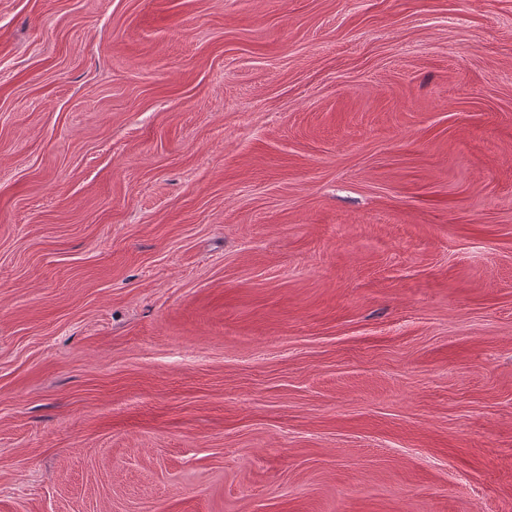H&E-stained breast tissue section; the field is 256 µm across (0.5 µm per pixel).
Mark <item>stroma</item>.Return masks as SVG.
Wrapping results in <instances>:
<instances>
[{
    "instance_id": "stroma-1",
    "label": "stroma",
    "mask_w": 512,
    "mask_h": 512,
    "mask_svg": "<svg viewBox=\"0 0 512 512\" xmlns=\"http://www.w3.org/2000/svg\"><path fill=\"white\" fill-rule=\"evenodd\" d=\"M0 512H512V0H0Z\"/></svg>"
}]
</instances>
